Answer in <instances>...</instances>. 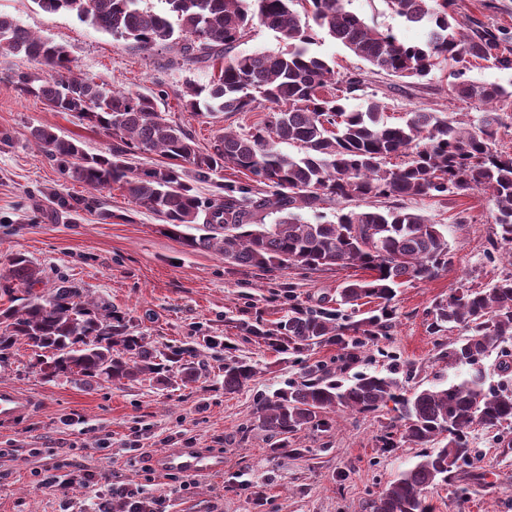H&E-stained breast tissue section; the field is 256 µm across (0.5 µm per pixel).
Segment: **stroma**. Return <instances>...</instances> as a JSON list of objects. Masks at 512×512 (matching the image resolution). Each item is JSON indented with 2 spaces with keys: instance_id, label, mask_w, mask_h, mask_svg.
Listing matches in <instances>:
<instances>
[{
  "instance_id": "stroma-1",
  "label": "stroma",
  "mask_w": 512,
  "mask_h": 512,
  "mask_svg": "<svg viewBox=\"0 0 512 512\" xmlns=\"http://www.w3.org/2000/svg\"><path fill=\"white\" fill-rule=\"evenodd\" d=\"M345 7L401 42L426 37V26L406 22L385 0H345ZM456 11L463 28L481 22L512 35V0H457ZM0 13L66 46L80 77L117 90L159 94L166 118L187 129L200 149H209L222 129H250L265 114L261 107L214 115L187 108L188 84L207 83L208 73L172 65L168 48L136 50L74 14L44 12L34 0H0ZM314 38L313 52L334 62L339 75L364 79L366 97L383 104L388 122H399L408 112L478 116L453 95L449 69L422 80L389 76L372 71L325 30L315 29ZM37 69V62L0 49V271L22 252L43 269L44 288L69 279L90 298L125 313L158 349L191 347L205 336L221 337L224 345L204 350L197 382L169 387L149 379L126 385L84 384L69 376L47 381L30 368L31 349L19 345L0 365V386L28 393L35 409L24 420L0 427V512H63L70 498L92 505L90 489L47 483L81 466L106 476L113 487L130 484L142 496L162 500L165 512H373L375 501L421 453L403 442L385 447L392 411L337 412L332 430L304 429L295 438L299 454L277 458L269 456L268 434L254 425L253 414L260 402L300 380L310 360L344 368L349 377L386 375L395 367L406 374L410 388L467 376L469 366L450 356L462 330H432V311L457 288H482L512 272L502 253H486L492 227L487 194L474 190L406 200L409 211L446 226L452 263L432 280L399 289L390 332L362 349L356 362L346 363L336 346L305 356L279 354L257 343L250 328H273L296 304L337 310L345 324L361 320L370 304L339 307L334 298L338 286L362 277V270L293 266L263 273L230 264L165 233L160 217L126 192L95 191L64 178L39 153L32 128H49L90 154L107 152L112 137L73 113L52 111L22 94L17 74ZM229 353L257 367L254 379L234 394L221 386ZM180 448L222 454L223 473L191 476L155 468L157 454ZM470 448V462L455 485L427 488L429 512H512V443L478 429L470 435Z\"/></svg>"
}]
</instances>
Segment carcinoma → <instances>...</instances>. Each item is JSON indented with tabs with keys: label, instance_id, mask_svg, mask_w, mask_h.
I'll list each match as a JSON object with an SVG mask.
<instances>
[{
	"label": "carcinoma",
	"instance_id": "obj_1",
	"mask_svg": "<svg viewBox=\"0 0 512 512\" xmlns=\"http://www.w3.org/2000/svg\"><path fill=\"white\" fill-rule=\"evenodd\" d=\"M33 2L45 12L73 13L138 50L166 45L183 68L213 69L208 83L189 88L188 105L195 111L251 112L267 103L252 130L225 131L202 152L187 130L165 118L158 95L118 91L77 76L66 47L0 13V48L40 64L38 72L17 75V88L112 135L109 151L88 154L47 128H32L37 148L67 178L94 190L118 186L156 213L183 245L210 250L232 264L265 273L290 265L312 271L354 265L371 272L336 289L339 305L378 300L370 316L347 327L326 309L293 307L276 331L251 330L257 342L288 354L336 345L353 360L365 341L385 335L396 289L430 280L451 262L444 225L407 210L402 206L407 198L488 193L495 225L489 245L509 248L512 259V155L495 148L501 117L493 109L512 100V88L458 81L452 92L480 111L475 123L443 112H413L391 124L378 101L363 109L348 106L364 79H335L334 67L311 52L313 29L301 24L293 9L297 0H165L175 24L167 13L140 9L139 0ZM307 2L305 15L376 72L424 79L451 61L472 60L512 70V41L480 25L463 33L455 0H386L407 22L427 25L421 45H406L368 25L346 10L343 0ZM255 20L278 34L280 50L232 54ZM281 143L297 145L299 154L282 152ZM137 151L156 152L167 163L138 173L129 162ZM393 156L405 160L389 168ZM226 165L251 174V182L224 185L222 200L202 199L193 183ZM365 198L392 204L343 208ZM331 202L342 205L335 220L311 223L302 217L301 211L315 212ZM199 223L202 234L184 232ZM43 279V269L21 252L0 274V299L8 302L0 306V363L26 344L33 352L30 367L49 381L60 374L119 385L141 378L162 385L174 378L183 384L197 381V349L159 350L111 304L88 298L66 279L47 293L35 292ZM444 324L466 331L450 351L455 362L477 365L512 339V274L489 288H466L439 301L432 326ZM255 375L244 359L224 361V392L240 391ZM389 402L401 439L426 452L388 486L375 512H428L425 490L448 481L467 462L470 429H512V390L486 386L479 369L446 386L409 392L393 375L358 373L345 380L324 364L307 367L300 382L265 400L254 422L268 432V451L275 457L292 447L291 439L302 430L332 427L331 414L338 410L371 412Z\"/></svg>",
	"mask_w": 512,
	"mask_h": 512
}]
</instances>
